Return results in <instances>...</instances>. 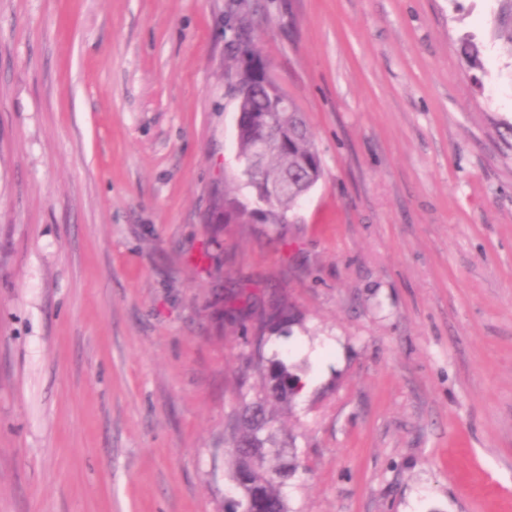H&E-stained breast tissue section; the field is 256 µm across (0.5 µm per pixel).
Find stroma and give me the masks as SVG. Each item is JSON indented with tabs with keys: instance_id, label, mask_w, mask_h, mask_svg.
Instances as JSON below:
<instances>
[{
	"instance_id": "obj_1",
	"label": "stroma",
	"mask_w": 512,
	"mask_h": 512,
	"mask_svg": "<svg viewBox=\"0 0 512 512\" xmlns=\"http://www.w3.org/2000/svg\"><path fill=\"white\" fill-rule=\"evenodd\" d=\"M500 0H0V512H224L251 320L302 365L290 512H512ZM322 177L246 222L240 28ZM481 68L461 51L465 35ZM273 306L268 312L258 319L257 330H261L259 344L261 348L265 346L268 339L265 336V330L273 329L284 322H289L294 319V312L287 304L273 303Z\"/></svg>"
}]
</instances>
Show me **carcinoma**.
I'll return each mask as SVG.
<instances>
[{
    "label": "carcinoma",
    "mask_w": 512,
    "mask_h": 512,
    "mask_svg": "<svg viewBox=\"0 0 512 512\" xmlns=\"http://www.w3.org/2000/svg\"><path fill=\"white\" fill-rule=\"evenodd\" d=\"M288 101V113L279 111V104ZM245 108L267 116L279 128L277 145L261 158L254 157L258 139L257 127L243 122L238 137L239 164L247 167L244 182L250 189L249 199L224 193V208L234 210L239 217L260 216L264 224H288L295 216L299 200L318 183L322 176V160L314 146L312 134L302 112L274 79L259 83L246 100ZM280 185L282 190L269 199L267 189ZM294 319L287 304L275 303L258 319L261 330L259 344L265 346V330ZM258 371L263 379L266 398L259 409L247 405L240 414L229 469L232 498L228 507L236 512H288L283 489L296 463L275 444L276 418L269 403H286L293 396L288 385H296L297 374L282 360L262 357Z\"/></svg>",
    "instance_id": "1"
}]
</instances>
